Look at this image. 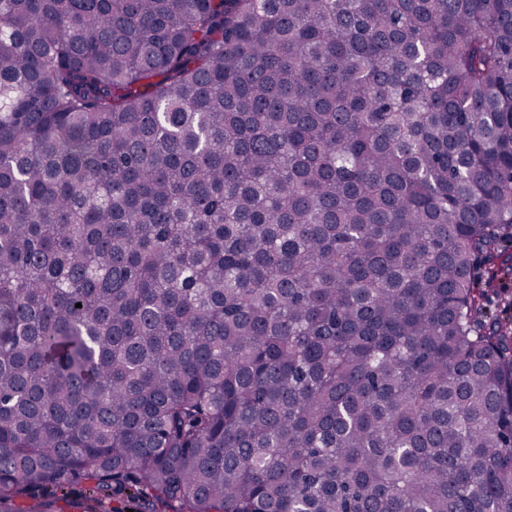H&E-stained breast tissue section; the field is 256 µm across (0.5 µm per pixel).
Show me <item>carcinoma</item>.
Instances as JSON below:
<instances>
[{"mask_svg":"<svg viewBox=\"0 0 512 512\" xmlns=\"http://www.w3.org/2000/svg\"><path fill=\"white\" fill-rule=\"evenodd\" d=\"M506 242L512 0H0V512H512ZM90 502L84 495V485L78 484L72 487L70 493L57 503V510L60 512H85Z\"/></svg>","mask_w":512,"mask_h":512,"instance_id":"cac0c4a2","label":"carcinoma"}]
</instances>
